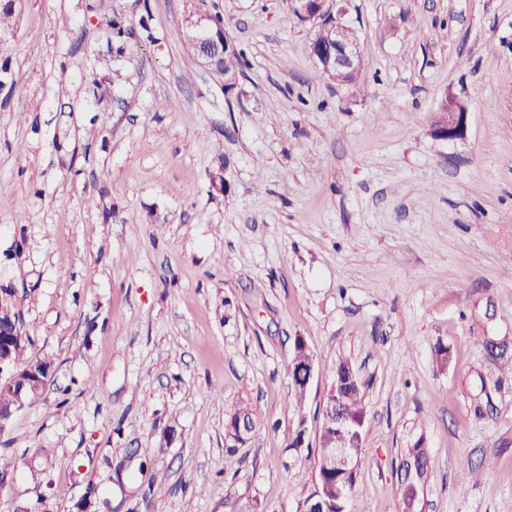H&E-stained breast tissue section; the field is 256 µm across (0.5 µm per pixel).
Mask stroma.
<instances>
[{"label":"stroma","mask_w":512,"mask_h":512,"mask_svg":"<svg viewBox=\"0 0 512 512\" xmlns=\"http://www.w3.org/2000/svg\"><path fill=\"white\" fill-rule=\"evenodd\" d=\"M188 8L15 0L0 282L33 291L28 353L53 366L0 436V512H79L90 486L88 512H300L341 360L366 408L347 512H402L419 441V512H512V373L482 345L512 336V0H346L350 84L316 77L317 26L289 0H205L246 56L232 81L178 37ZM449 99L455 140L432 128ZM239 403L261 425L231 454ZM33 448L51 451L36 470ZM437 112H448L444 104ZM467 123V111L461 104L456 105V112H448V120L445 119L441 124L434 127V132L442 139H455L460 137Z\"/></svg>","instance_id":"1"}]
</instances>
